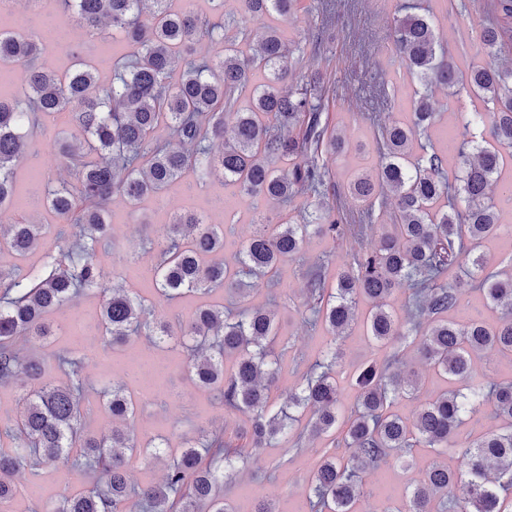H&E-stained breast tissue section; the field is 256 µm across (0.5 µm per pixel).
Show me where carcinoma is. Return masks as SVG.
Segmentation results:
<instances>
[{"mask_svg": "<svg viewBox=\"0 0 512 512\" xmlns=\"http://www.w3.org/2000/svg\"><path fill=\"white\" fill-rule=\"evenodd\" d=\"M64 2L83 28L110 26L135 52L127 60L115 58L112 82L101 86L93 65L81 62L71 74L59 76L39 63V38L0 32V77L9 70L21 90L12 101L0 98V215L8 214L7 246L21 257L43 240V225L25 220L15 208L13 180L17 166L32 156L29 137L48 113L71 114L76 129L59 148V160L75 182L51 187L46 199L72 231H60L59 255H47L38 272L0 271V383L38 382L22 396L17 427L11 430L15 450L0 452V506L15 496L13 478L21 470L28 467L36 477L41 466L70 465L92 482L78 494L61 496L47 512H233L224 498V482L232 480L242 455L227 450L224 433L186 442L160 482L136 487L127 474V453L137 450L127 428L136 404L123 388L114 385L106 391L112 435L86 436L82 360L57 356L58 368L69 374L67 384L57 385L45 379L44 362L21 354L16 343L52 335L51 315L96 289L112 343L143 332L158 348L188 349L191 378L220 390L225 413H251L248 447L254 452L265 447L292 420L269 405L278 372L269 351L278 339L275 314L260 308L234 314L203 305L176 335L166 322L142 320L140 301L110 282L94 256L111 235L108 205L116 196L134 206L192 170L202 178L220 172L224 183L251 199L284 205L297 198L319 201L334 188L324 157L346 152L349 141L324 118L330 88L320 72L283 90L292 73L283 34L275 26L252 27L267 15L297 16L302 0H239L240 14L228 21L236 35L214 55H199L196 47L213 37L218 25L188 8H172L170 0ZM399 12L396 49L420 88L414 91L408 123L377 126L380 162L375 173L362 174L349 185L350 195L363 203L358 223H343L333 207L313 215L305 206L301 222L264 225L229 264L224 262L223 225L193 213L179 215L152 242V283L166 300L226 287L244 297L271 282L312 233L335 240L349 234L358 241L380 233L376 246L351 254L350 268L338 273L336 287H329L321 264L306 273L310 314L305 322L322 323L334 344L288 393V408L312 413L308 436L298 435L296 446L341 427L343 445L352 452L345 462L338 449H322L306 509L358 512L362 473L392 462L408 472L412 448L421 446L440 452L461 448L460 467L433 461L423 480L412 486L402 512H512V380L484 387L474 383L473 374V359L483 352L512 355V280L486 271L483 257L475 255L479 243L500 228L494 189L512 206V182L503 179L512 156V67L473 65L463 73L421 4L404 3ZM492 15L479 31L485 52L494 58L511 55L512 0H493ZM179 62L182 71L174 81ZM255 70L264 74V82L252 88ZM462 89L492 105V112L487 125L481 107L473 105L448 142L458 161L451 179L446 154L421 137L436 127V93L453 97ZM247 91L251 104L241 111L236 105ZM162 125L169 130L165 140L155 137ZM215 140L224 142L218 154L211 152ZM279 160L288 161V168L273 167ZM387 211L391 223H379ZM454 265L466 267L487 304L500 311L496 324L474 317L448 319L450 311L464 312L458 288L445 278ZM398 288L409 291L405 326L386 308V299ZM361 298L371 303L369 335L392 345L394 353L385 364L360 370L357 408L342 421L335 379L341 354L335 342L354 320ZM412 335L420 336L425 363L460 388L432 395L409 425L389 407L397 398L418 396L422 388L399 359V348ZM228 360L234 362L229 372L224 367ZM487 402L499 425L473 439H459L460 426L467 419L479 420ZM77 442L80 454L74 456Z\"/></svg>", "mask_w": 512, "mask_h": 512, "instance_id": "carcinoma-1", "label": "carcinoma"}]
</instances>
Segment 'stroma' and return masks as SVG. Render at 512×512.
<instances>
[{
    "label": "stroma",
    "instance_id": "stroma-1",
    "mask_svg": "<svg viewBox=\"0 0 512 512\" xmlns=\"http://www.w3.org/2000/svg\"><path fill=\"white\" fill-rule=\"evenodd\" d=\"M404 0H304V9L297 20L285 23V35L291 52L294 80L309 76V65L302 61L300 50L309 42L310 24L316 22L322 11L334 16L324 35L325 54L329 59L327 76L330 86L329 122L350 140L348 151L340 156L327 157L325 163L336 184V207L344 214L356 215L362 208L353 199L348 188L358 175L374 171L379 156L376 144L377 124L407 121L410 101L417 81L406 74L392 37V22L397 8ZM467 10L461 16H449L445 5L436 0L431 10L440 40L460 69L472 64L486 63L488 57L478 39L479 30L491 16L492 0H465ZM122 44L119 32L107 30L102 35H88L82 27H74L66 43L47 47L43 62L52 70L66 73L74 68L77 58L98 59V82L106 85L112 80V62L103 59L104 41ZM43 133L35 135L32 148L45 162L38 184H31L23 174H16L14 188L22 198H34L35 203L24 209L30 221L43 225L44 242L41 247L18 257L9 248H0V270L33 271L40 269L49 248L57 244L62 227L59 217L49 209L45 195L49 186L59 181H72V173L54 155V137L73 132L74 125L66 113H52L41 119ZM191 211L202 215L208 223L224 227V257L233 260L240 244L258 223L276 224L291 218L290 210L282 205L268 203L261 210H253L248 199L236 188L225 184L222 175L214 174L199 180L192 172L183 174L163 193L161 199H144L138 208H130L123 197H115L110 205L112 239L98 249L96 263L109 275L118 277L125 288L141 300L149 318L173 325L186 322L197 307L211 302L235 312L244 307L270 309L276 312L280 340L273 346L277 361L279 383L271 392L273 409L286 402L289 389L300 380L302 373L320 357V352L331 337L319 326L309 327L305 293L306 268L317 261L324 262L327 276H335L344 267L357 244L353 239L335 240L311 236L301 253L287 261L277 280L259 287L247 298L225 289L202 297L187 294L166 301L159 299L152 283L143 276V266L154 264L155 250L151 240L161 235L167 224L178 214ZM500 236L488 239L477 249L491 272L512 275V208L501 213ZM370 307L368 301L357 304L359 313L347 336L339 341L342 363L336 369L339 402L344 410H351L358 396L353 378L358 366L365 363L384 364L395 352L392 346L369 339L361 319ZM102 300L99 292L90 290L77 297L70 307L55 315L56 332L43 341L18 340L24 353L37 356L47 364V373L57 382L67 379L57 368L59 353L79 351L86 378L85 399L92 405L85 411L83 426L86 433L96 436L110 434L112 418L102 407V392L112 385L124 386L137 401V413L130 425L139 450L129 459L131 482L137 486L154 484L164 474L163 463L146 459L141 449L150 442H161L178 449L186 440L224 430L234 433L248 429L252 416L247 412L225 413L218 392L197 386L187 370L185 349H157L145 337L134 336L122 345H112L102 324ZM82 332V343H75L74 332ZM312 417L311 412L297 413L287 434L276 437L259 454L248 461L243 470L225 485L224 494L236 512H252L257 501L272 504L275 512H301L309 493V477L314 471L316 451L331 446V438L311 441L309 447L296 450L290 465L271 469L272 459L292 447ZM414 468L401 473L398 468L385 472V483H377L373 472H366L364 495L360 512H399L406 502L408 486L421 479L424 469L433 460H441L450 468H457L459 460L454 453L434 455L428 448L412 451ZM19 496L5 504V512H45L49 502L61 494H75L87 487V477L79 471L64 467H45L39 481H32L29 472L16 475Z\"/></svg>",
    "mask_w": 512,
    "mask_h": 512
}]
</instances>
